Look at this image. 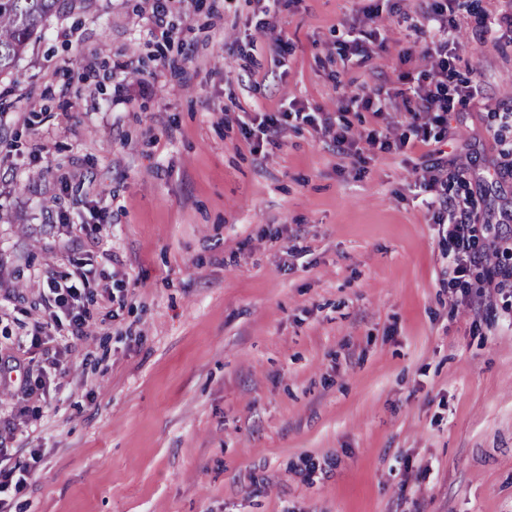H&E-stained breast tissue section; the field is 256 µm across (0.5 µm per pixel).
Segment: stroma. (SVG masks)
Listing matches in <instances>:
<instances>
[{"label":"stroma","mask_w":512,"mask_h":512,"mask_svg":"<svg viewBox=\"0 0 512 512\" xmlns=\"http://www.w3.org/2000/svg\"><path fill=\"white\" fill-rule=\"evenodd\" d=\"M76 0L0 76V446L42 460L13 512H512V287L478 307L419 178L427 147L361 158L431 68L420 0ZM512 0H457L448 38L483 95L440 135L479 214L512 206ZM381 34L342 62L350 27ZM381 118L344 112L361 88ZM245 112H286L251 150ZM106 227V243L86 234ZM91 263L90 335L38 413L39 289ZM392 105V96L389 90L373 88L369 90L363 89L346 99V109L356 111L372 112L379 118L384 112H387Z\"/></svg>","instance_id":"1"}]
</instances>
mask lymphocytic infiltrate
I'll return each instance as SVG.
<instances>
[{"label":"lymphocytic infiltrate","mask_w":512,"mask_h":512,"mask_svg":"<svg viewBox=\"0 0 512 512\" xmlns=\"http://www.w3.org/2000/svg\"><path fill=\"white\" fill-rule=\"evenodd\" d=\"M452 9L450 0H433L422 12L424 24L436 28L439 37L433 41L431 54L437 63L430 71L418 76H404L409 94L405 107L411 116L410 139L393 140L378 130H370L364 139H357L347 128L336 127V119L331 113L321 117L307 116V123L318 124L324 130H335L336 145L340 154L352 157L358 154L359 142L381 151H399L408 141L430 143L432 128L444 127L448 114L456 106L473 102L479 93L475 81L459 80L453 65V55L448 48V13ZM437 209L433 214L436 223L445 225L449 240L462 244V251L455 255L450 268L456 279L467 276L472 266L481 264L497 255L498 240L482 241L484 227L479 215L474 212L469 201L438 198ZM87 277L84 264H76L72 273L47 282L42 295L46 319L37 323L31 333L32 347L47 350V366L33 379H25L22 392L25 396L43 397L50 389H61L68 375L64 358L78 342L86 339L90 315L84 302L83 284ZM40 459L39 449H31L26 462L12 461L7 449L0 448V512H11V495L20 493Z\"/></svg>","instance_id":"lymphocytic-infiltrate-1"}]
</instances>
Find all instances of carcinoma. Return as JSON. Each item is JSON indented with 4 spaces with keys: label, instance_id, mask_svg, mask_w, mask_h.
<instances>
[{
    "label": "carcinoma",
    "instance_id": "obj_1",
    "mask_svg": "<svg viewBox=\"0 0 512 512\" xmlns=\"http://www.w3.org/2000/svg\"><path fill=\"white\" fill-rule=\"evenodd\" d=\"M65 0H0V74L11 72L30 41Z\"/></svg>",
    "mask_w": 512,
    "mask_h": 512
}]
</instances>
